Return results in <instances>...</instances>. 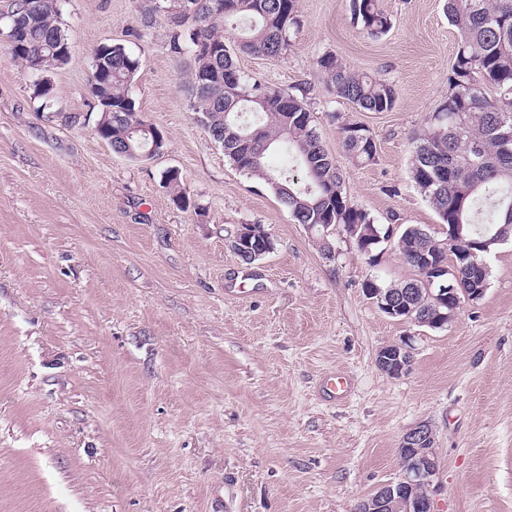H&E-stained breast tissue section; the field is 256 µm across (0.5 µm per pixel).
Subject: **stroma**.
I'll use <instances>...</instances> for the list:
<instances>
[{
  "label": "stroma",
  "instance_id": "35a3bbf8",
  "mask_svg": "<svg viewBox=\"0 0 512 512\" xmlns=\"http://www.w3.org/2000/svg\"><path fill=\"white\" fill-rule=\"evenodd\" d=\"M378 3L392 27L373 37L349 0H297L293 48L238 65L310 87L353 203L441 237L410 178L412 135L448 94L459 37L444 0ZM141 8L62 0L72 58L43 112L32 73L0 47V512H355L398 479L400 440L422 422L436 512H512V242L486 255L484 297L448 327L389 318L362 285L410 277L393 244L372 261L337 238L326 259L192 119L190 60L170 56L169 19L142 26ZM110 41L140 60L129 94L166 140L153 159L96 133L91 52ZM325 52L393 82L394 108L336 98L315 66ZM335 112L370 131L375 163H351ZM243 224L264 226L274 252L244 264L230 245ZM402 342L411 369L388 377L376 354ZM338 373L342 396L326 387Z\"/></svg>",
  "mask_w": 512,
  "mask_h": 512
}]
</instances>
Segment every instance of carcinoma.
<instances>
[{
    "label": "carcinoma",
    "instance_id": "carcinoma-1",
    "mask_svg": "<svg viewBox=\"0 0 512 512\" xmlns=\"http://www.w3.org/2000/svg\"><path fill=\"white\" fill-rule=\"evenodd\" d=\"M30 6L26 30L13 35L6 51L26 63L38 55L34 98L39 110L53 105L49 74L67 65L71 45L60 21L59 0H9L6 9ZM4 9V10H6ZM0 10V15L4 14ZM448 21L459 36L448 73V96L426 114L413 137L410 178L443 224L446 236L437 239L417 226L404 227L396 241L411 278L386 283L376 277L364 289L382 288L405 294L418 312L429 310L421 258L437 263L455 260V273L434 277L432 287L486 288L489 272L483 265L488 251L478 244L492 238L512 240V0H446ZM354 22L370 35H383L391 19L377 0H350ZM161 14L173 28L167 44L176 59L190 56L189 110L196 123L224 149L238 170L267 186L294 221L316 236L326 258H333L331 233L370 256L390 241L393 227L379 223L355 205L345 191V178L316 132L315 112L308 89L294 94L272 88L245 75L239 54L280 57L292 47L300 26L297 0H145L141 24L148 27ZM99 67L92 89L100 107L102 136L116 154L139 160L145 142L140 131L150 126L129 95L140 63L123 43H101L91 53ZM337 97L363 112H388L396 102L394 85L324 53L315 60ZM343 147L358 164L377 160L369 131L336 113ZM279 156V167L271 166ZM165 182L174 201L187 206L179 174Z\"/></svg>",
    "mask_w": 512,
    "mask_h": 512
}]
</instances>
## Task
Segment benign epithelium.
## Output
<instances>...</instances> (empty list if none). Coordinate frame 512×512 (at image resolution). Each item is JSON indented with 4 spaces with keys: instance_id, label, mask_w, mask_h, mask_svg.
I'll return each mask as SVG.
<instances>
[{
    "instance_id": "7a95c632",
    "label": "benign epithelium",
    "mask_w": 512,
    "mask_h": 512,
    "mask_svg": "<svg viewBox=\"0 0 512 512\" xmlns=\"http://www.w3.org/2000/svg\"><path fill=\"white\" fill-rule=\"evenodd\" d=\"M233 249L241 255H251L255 258L273 252L269 244L263 245L242 224L238 228L233 241ZM485 294L483 288H471L463 295H458L454 288H441L438 293L430 295L435 306L448 307L456 311L453 302L466 299L471 302L480 300ZM412 356L406 345L390 344L381 348L376 357L380 371L391 378L405 375L411 366ZM434 435L431 427L421 423L404 433L400 440V448L404 455L411 458V464L402 469L401 476L395 482L378 488L357 505L356 512H385L389 501L401 498L404 500L403 512H434V501L428 495L416 494L417 487L429 486L433 482L438 469V460L433 450Z\"/></svg>"
}]
</instances>
